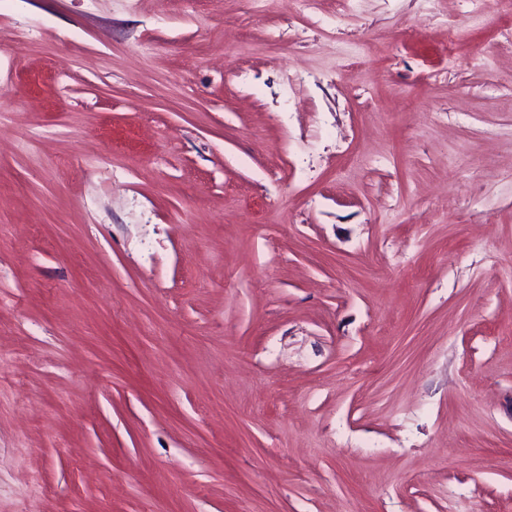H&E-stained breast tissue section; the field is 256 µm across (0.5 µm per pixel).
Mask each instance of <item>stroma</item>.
Segmentation results:
<instances>
[{
	"label": "stroma",
	"instance_id": "obj_1",
	"mask_svg": "<svg viewBox=\"0 0 512 512\" xmlns=\"http://www.w3.org/2000/svg\"><path fill=\"white\" fill-rule=\"evenodd\" d=\"M468 10L0 0V512H512V15Z\"/></svg>",
	"mask_w": 512,
	"mask_h": 512
}]
</instances>
